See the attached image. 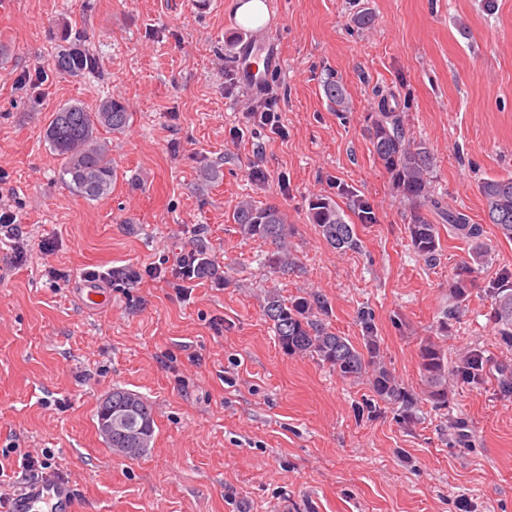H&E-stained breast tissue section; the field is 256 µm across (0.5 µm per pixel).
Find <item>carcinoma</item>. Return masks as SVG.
<instances>
[{"label":"carcinoma","mask_w":512,"mask_h":512,"mask_svg":"<svg viewBox=\"0 0 512 512\" xmlns=\"http://www.w3.org/2000/svg\"><path fill=\"white\" fill-rule=\"evenodd\" d=\"M58 47L52 57V70L58 75L78 78L96 69V60L82 43L81 35L63 28ZM379 116L371 125L373 152L390 175L393 190L411 201H427L434 209L439 200L431 185L433 156L419 144L402 136L398 114L390 111L388 101L378 102ZM132 113L124 101L112 96L87 107L74 103L52 112L44 130V139L60 159L58 180L75 195L95 200L112 189L115 170L111 145L98 136L99 129L122 132ZM488 223L498 229L501 237L512 241V177L486 179L480 184ZM309 215L319 233L334 250L345 253L358 247L355 225L345 221L336 202L330 197H317L309 203ZM234 222L245 239L261 238L275 245L264 265L275 274L286 275L292 269L293 257L288 247L292 229L286 214L274 203L258 204L243 199L234 211ZM410 243L415 254L427 262L437 259L441 251L438 225L415 212L408 225ZM448 232L468 241L476 259L488 256L483 240L484 227L471 224L457 211H448ZM474 270L463 264L456 269L451 286L457 302L467 298ZM494 308L490 314L493 331L499 341L512 348V274L505 275L491 290ZM327 309V300L318 292H310L293 300L283 299L277 292L267 295L264 316L271 323L278 344L289 355L309 354L326 363L345 380L356 381L371 376L374 391L381 398L398 404L399 420L407 422L417 415L418 404L427 400L432 408L448 409V375H456L467 383H479L490 359L484 351L474 348L448 368L447 353L431 338L419 346V369L425 385L423 395L400 386L384 364L371 318L364 319V349L325 326L317 314ZM499 392L512 396V365L497 364ZM112 438H104L115 456L135 459L143 456L154 438L152 407L140 395L122 388L112 389Z\"/></svg>","instance_id":"carcinoma-1"}]
</instances>
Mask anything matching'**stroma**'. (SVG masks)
<instances>
[{
  "label": "stroma",
  "mask_w": 512,
  "mask_h": 512,
  "mask_svg": "<svg viewBox=\"0 0 512 512\" xmlns=\"http://www.w3.org/2000/svg\"><path fill=\"white\" fill-rule=\"evenodd\" d=\"M238 0H0V209L25 234L0 248V491L20 489L17 450L48 453L79 489L78 512H512V397L495 379L451 381L448 409L421 403L400 423L370 378H340L286 354L263 307L269 291H316L321 320L363 346L370 314L387 368L422 392L419 342L449 361L478 347L512 364L495 336L489 288L512 273V241L488 224L479 186L512 177V0H278L282 63L265 80L285 137L254 125L237 75L248 36ZM369 14V26L355 18ZM81 31L96 74L56 75L55 32ZM336 82L343 105L325 86ZM112 96L133 118L112 144L117 181L87 200L57 179L43 137L52 112ZM406 139L435 161L444 206L483 225L488 260L444 215L393 192L369 129L380 98ZM331 197L360 239L336 253L309 218ZM274 202L292 227L294 272L263 264L270 242L240 235L238 201ZM438 224L435 263L414 254L413 213ZM21 260H14V249ZM205 253L225 280L190 294L142 279L111 284L112 305L85 311L72 285L87 269L155 266ZM472 289L454 303L457 268ZM69 282L54 287L49 269ZM449 332L436 326L448 307ZM152 407L154 441L113 456L96 413L113 387Z\"/></svg>",
  "instance_id": "obj_1"
}]
</instances>
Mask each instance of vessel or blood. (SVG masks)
I'll return each mask as SVG.
<instances>
[{"label":"vessel or blood","instance_id":"1","mask_svg":"<svg viewBox=\"0 0 512 512\" xmlns=\"http://www.w3.org/2000/svg\"><path fill=\"white\" fill-rule=\"evenodd\" d=\"M244 65L238 73L240 82L251 90L262 88L268 68L281 64L274 47L272 32L265 31L247 38L239 48ZM74 293L80 305L89 311L107 308L112 292L99 282L80 281ZM77 489L65 477L44 474L28 479L21 489L8 498L9 512H76Z\"/></svg>","mask_w":512,"mask_h":512}]
</instances>
